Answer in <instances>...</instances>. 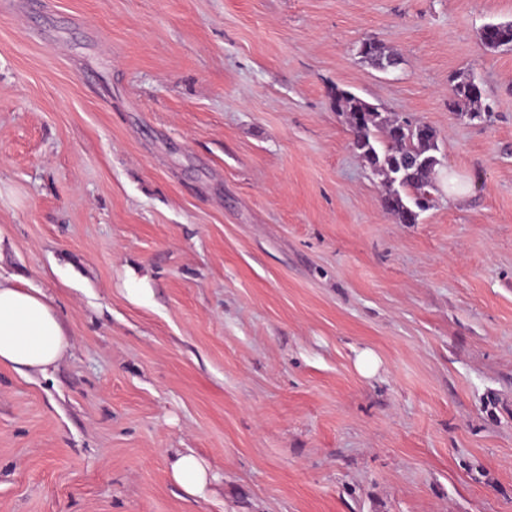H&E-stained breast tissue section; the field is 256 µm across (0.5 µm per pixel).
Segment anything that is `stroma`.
<instances>
[{
    "label": "stroma",
    "mask_w": 512,
    "mask_h": 512,
    "mask_svg": "<svg viewBox=\"0 0 512 512\" xmlns=\"http://www.w3.org/2000/svg\"><path fill=\"white\" fill-rule=\"evenodd\" d=\"M503 21L0 0V277L70 338L48 373L0 365V512H512V48L480 41ZM460 71L491 121L453 110ZM336 87L433 127L462 197L397 223ZM185 448L205 497L170 477ZM170 469L174 482L191 497L204 496L213 480L207 461L192 449L176 452Z\"/></svg>",
    "instance_id": "1"
}]
</instances>
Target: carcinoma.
<instances>
[{
    "mask_svg": "<svg viewBox=\"0 0 512 512\" xmlns=\"http://www.w3.org/2000/svg\"><path fill=\"white\" fill-rule=\"evenodd\" d=\"M483 46L495 52L512 46V23H489L481 30ZM359 54L372 65L394 56L372 39L363 41ZM453 104L472 120L490 117L482 108L483 88L471 75L460 72L451 85ZM336 111L345 116L353 147L369 167L386 179L382 206L401 224L416 223L419 213L434 206L431 190L439 173L437 132L414 123L343 89H335Z\"/></svg>",
    "mask_w": 512,
    "mask_h": 512,
    "instance_id": "obj_1",
    "label": "carcinoma"
}]
</instances>
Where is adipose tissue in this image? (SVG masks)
I'll list each match as a JSON object with an SVG mask.
<instances>
[{
	"label": "adipose tissue",
	"mask_w": 512,
	"mask_h": 512,
	"mask_svg": "<svg viewBox=\"0 0 512 512\" xmlns=\"http://www.w3.org/2000/svg\"><path fill=\"white\" fill-rule=\"evenodd\" d=\"M69 346L52 303L42 291L0 280V365L19 375L47 370ZM171 477L189 496L206 494L213 479L207 461L193 450L176 452Z\"/></svg>",
	"instance_id": "adipose-tissue-1"
}]
</instances>
